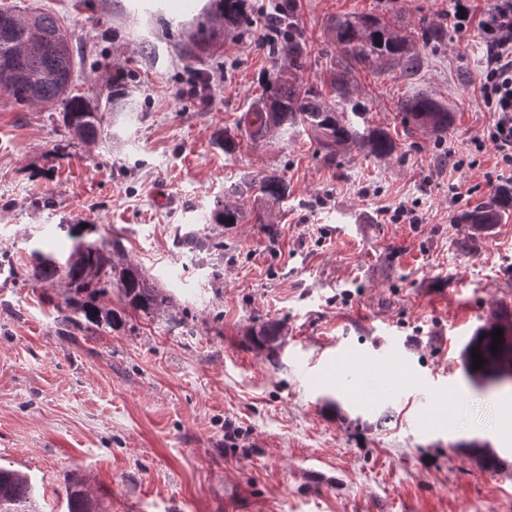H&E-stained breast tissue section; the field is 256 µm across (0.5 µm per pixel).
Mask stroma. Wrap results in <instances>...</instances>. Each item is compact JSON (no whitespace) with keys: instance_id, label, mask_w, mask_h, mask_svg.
Segmentation results:
<instances>
[{"instance_id":"stroma-1","label":"stroma","mask_w":512,"mask_h":512,"mask_svg":"<svg viewBox=\"0 0 512 512\" xmlns=\"http://www.w3.org/2000/svg\"><path fill=\"white\" fill-rule=\"evenodd\" d=\"M250 2V33L220 32L191 57L216 0H0L53 13L72 34L83 56L74 93L103 101L119 78L136 106L113 113L96 141L61 150L58 108L0 97V466L30 476L42 512H65L74 471L139 512H512V477L467 449L485 444L512 464V389L484 390L462 356L490 312L512 306V215L464 251L454 220L512 179L493 147H474L492 122L477 92L480 32L447 30L439 46H420L411 75L352 67L354 98L397 151L380 160L345 147L328 162L305 132L255 146L240 124L288 62L285 49L256 48L265 0ZM449 7L296 0L300 77L330 80L331 18L446 26ZM417 95L452 112L446 134L406 131L397 104ZM225 135L235 149L217 145ZM443 154L462 170L440 164ZM272 170L288 184L285 202L230 195L243 176ZM221 202L248 222L216 223ZM402 202L420 223L381 219ZM258 214L276 237L252 223ZM64 224L88 243L120 242L185 328L129 310L121 329L66 333V283L27 276L33 251L69 255ZM268 321L282 326L278 346L256 349L250 332ZM390 338L405 373L377 402L361 405L349 384L311 387L328 346L371 356ZM434 370L459 396L448 426L435 420Z\"/></svg>"}]
</instances>
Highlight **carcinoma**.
<instances>
[{
  "instance_id": "cac0c4a2",
  "label": "carcinoma",
  "mask_w": 512,
  "mask_h": 512,
  "mask_svg": "<svg viewBox=\"0 0 512 512\" xmlns=\"http://www.w3.org/2000/svg\"><path fill=\"white\" fill-rule=\"evenodd\" d=\"M277 33L286 42L288 65L281 67L275 76L267 79L257 103L243 115L247 134L252 144L258 145L272 136L284 138L288 131L303 128L310 133L332 157L346 145H353L376 159H385L396 150V143L380 127L365 120L357 106L351 107L352 115L336 107V100L349 99V70L353 65L372 69L403 65L411 74L417 67V40L426 44H439L444 38L441 27L423 22L419 29L406 35L391 27L373 14H360L330 21L328 32L340 54V70L332 83V94L324 93L321 86L300 81L298 71L304 67V34L299 29L293 0L279 4ZM246 0H223V12L211 19V25L201 28V35L210 36L215 25L238 29L248 24ZM36 26L45 41L31 52L20 55L17 48L29 38L25 26L13 27L9 32L0 29V95L21 105L39 106L59 104L61 121L68 144L76 138L93 142L102 132L104 113L99 104L81 95H64L62 90L71 86L78 65L73 46L61 49L56 45V35L61 31L59 20L45 12L36 17ZM109 102L119 112H133L135 106L128 91L117 88ZM398 110L410 128L429 129L438 135L448 132L452 113L448 108L428 96L406 98L398 102ZM255 191L269 203H278L288 196V184L279 175L271 174L256 181L246 176L231 187L233 193ZM512 208V187L504 186L484 201L456 216V222L467 225L471 237L488 232L500 223L508 208ZM120 252L118 244L107 249L93 244L78 243L65 262L61 263L51 253L38 254V261L28 270V276L37 282L53 284L60 276L68 282L65 298L64 321L73 329L82 321L116 327L122 323L121 314L96 304V299L110 288L119 291L121 303L143 316L163 321L169 330L183 327L180 314L170 309L167 296L146 277L143 270L126 260L117 263L112 253ZM500 329L499 344L512 336V310L501 305L491 312V318L476 329L468 340L463 357L468 369H473V353L482 359L493 356L492 333ZM278 338L273 324H264L252 333L250 341L258 347H269ZM472 453L483 459L494 470L505 463L491 449L477 443L468 446ZM66 512H105L103 500L89 494L86 480L73 472L65 483ZM0 512H38L35 486L30 477L18 470L0 467Z\"/></svg>"
}]
</instances>
